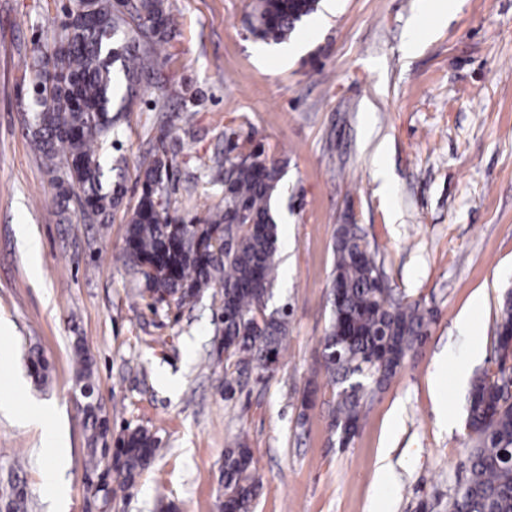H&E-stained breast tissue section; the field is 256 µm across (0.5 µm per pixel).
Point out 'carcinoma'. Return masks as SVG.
Here are the masks:
<instances>
[{"label": "carcinoma", "instance_id": "carcinoma-1", "mask_svg": "<svg viewBox=\"0 0 512 512\" xmlns=\"http://www.w3.org/2000/svg\"><path fill=\"white\" fill-rule=\"evenodd\" d=\"M318 0H255L249 31L264 43H282ZM61 33L49 54L34 57V101L27 123L31 144L50 166L57 196H76L82 213L107 216L124 196L123 184L108 183L100 161L116 144L122 121L142 81L153 78L155 60L146 46L176 37V22L165 0H67ZM70 163L63 173L57 162ZM283 166L262 149L254 160L233 165L224 178V207L190 222L170 213L171 164L163 154H148L140 164L141 195L127 213L123 264L155 266L161 275H143L151 306L169 298L191 303L201 291L220 288L224 351L238 376L261 375L278 361L288 335V311L266 321L264 334H253L252 319L261 298L278 275V226L272 206ZM239 225L232 249L220 251L212 233ZM378 262L363 229L341 224L336 231L330 300L332 317L322 338L323 365L333 392L330 428L345 431L341 447L355 436L372 395L387 385L429 334L431 313L417 302L382 287ZM512 300L506 299L496 325L494 349L508 350ZM78 387L94 390L90 358L74 350ZM512 368L499 361L498 376L472 383L467 427L473 434L466 458L468 476L448 500V512H512V402L500 382ZM85 421L91 431L89 465L107 458L132 483L158 452L148 430L127 429L109 448L106 417L86 398ZM102 444L97 449L95 445ZM252 449L235 438L224 448L225 512H252L260 483L252 474Z\"/></svg>", "mask_w": 512, "mask_h": 512}]
</instances>
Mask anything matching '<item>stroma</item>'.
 <instances>
[{"instance_id":"35a3bbf8","label":"stroma","mask_w":512,"mask_h":512,"mask_svg":"<svg viewBox=\"0 0 512 512\" xmlns=\"http://www.w3.org/2000/svg\"><path fill=\"white\" fill-rule=\"evenodd\" d=\"M64 2L0 0V372L17 384L0 396V508L20 491L27 512H56L46 475L60 432L67 512L105 504L90 491L99 474L87 465L79 343L108 441L141 426L160 446L133 484L109 475V512H222L224 448L237 436L262 483L253 512H448L466 477L469 389L436 391V361L467 348L457 322L471 309L482 353L469 373L495 372L496 322L512 292V0H454L442 21V0L431 14L422 0H319L287 56L249 32L252 0H167L180 34L151 48L167 96L143 87L121 149L104 150L108 169L115 155L126 161L122 206L106 224L84 218L77 202L59 206L22 123L33 50L57 39ZM231 133L284 166L273 207L288 245L267 306L291 316L283 356L260 382L225 367L219 289L153 309L142 277L119 259L143 154L166 150L172 211L202 217L224 202L216 161L230 157ZM21 224L40 244L38 261ZM342 224L363 229L390 288L433 313L425 345L374 395L345 448L330 442L321 345ZM37 356L48 364L43 383L31 371ZM439 404L454 425L438 423ZM32 406L48 416L22 421L19 410ZM74 363L77 370L76 383L80 388L94 391V384L92 381V369L90 358L86 355L83 348L79 345L74 350Z\"/></svg>"}]
</instances>
